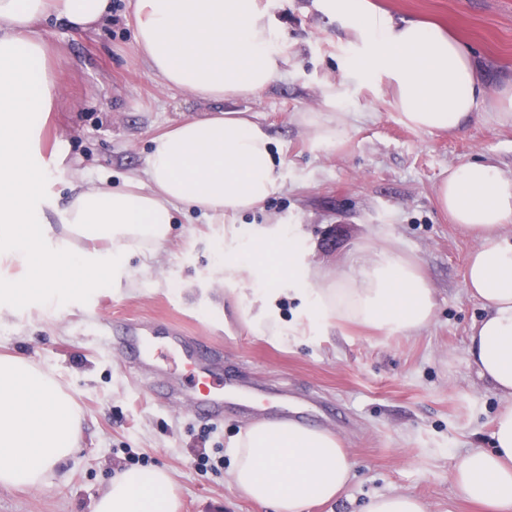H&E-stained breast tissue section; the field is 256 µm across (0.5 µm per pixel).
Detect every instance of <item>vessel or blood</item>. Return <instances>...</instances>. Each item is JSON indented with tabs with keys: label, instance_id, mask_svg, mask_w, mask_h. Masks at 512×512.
Masks as SVG:
<instances>
[{
	"label": "vessel or blood",
	"instance_id": "vessel-or-blood-1",
	"mask_svg": "<svg viewBox=\"0 0 512 512\" xmlns=\"http://www.w3.org/2000/svg\"><path fill=\"white\" fill-rule=\"evenodd\" d=\"M112 333L123 362L151 369L158 367L162 356L176 355L191 366L193 380L207 389L206 394L200 395L183 388L181 384L169 383L153 392L161 402H180L194 414L220 420L226 408L237 401V394L230 391V379L215 372L212 355L206 347L190 345L186 337L177 332L164 337L162 341H155L146 335L141 325L131 321L114 324Z\"/></svg>",
	"mask_w": 512,
	"mask_h": 512
}]
</instances>
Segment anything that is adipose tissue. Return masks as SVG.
Listing matches in <instances>:
<instances>
[{"mask_svg":"<svg viewBox=\"0 0 512 512\" xmlns=\"http://www.w3.org/2000/svg\"><path fill=\"white\" fill-rule=\"evenodd\" d=\"M371 50L354 75H383L392 103L415 129L455 134L492 116L512 126V82L487 98L469 45L440 26L378 15L364 0H324ZM55 19L91 34L112 20L111 0H0V262L25 276L0 279V299L47 304L118 269L128 250L165 243L170 208L239 214L261 207L279 187L276 157L262 125L243 112L206 114L153 139L145 167L121 186L76 185L62 216L66 237L40 227L46 185L55 170L41 135L58 95L37 27ZM134 40L151 71L171 88L204 102L263 91L288 70L271 20L258 0H135ZM326 109L301 115L316 140L342 131V86L328 85ZM440 209L476 233L464 289L485 311L469 335L470 362L499 395L490 449L455 466L452 482L484 512H512V176L489 162L452 168L436 188ZM280 230H260L252 261L232 260L230 276L264 287V262ZM339 275L308 271L302 293L329 320L403 333L425 327L435 307L417 262L398 247L358 250ZM80 411L69 393L30 361L0 357V486H40L73 454ZM230 454L236 488L272 512H307L337 498L354 464L337 434L292 420H259L241 429ZM163 466L127 469L98 496L94 512H179Z\"/></svg>","mask_w":512,"mask_h":512,"instance_id":"ef3b65f1","label":"adipose tissue"}]
</instances>
